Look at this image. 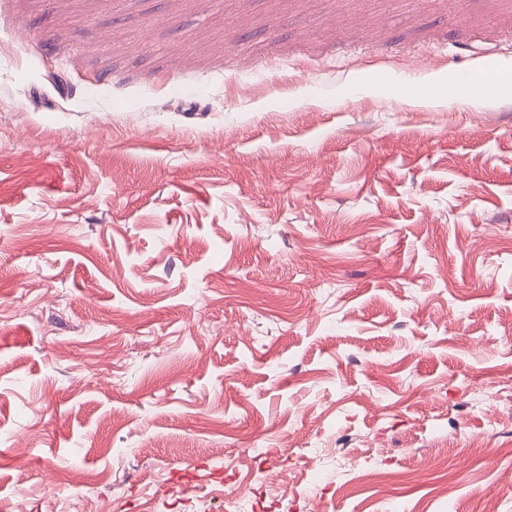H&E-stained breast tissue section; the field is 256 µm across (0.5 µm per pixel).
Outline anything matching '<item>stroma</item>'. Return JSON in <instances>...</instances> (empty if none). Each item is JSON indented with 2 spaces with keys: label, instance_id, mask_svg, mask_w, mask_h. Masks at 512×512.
Listing matches in <instances>:
<instances>
[{
  "label": "stroma",
  "instance_id": "obj_1",
  "mask_svg": "<svg viewBox=\"0 0 512 512\" xmlns=\"http://www.w3.org/2000/svg\"><path fill=\"white\" fill-rule=\"evenodd\" d=\"M483 60L512 0H0V512H512V95L396 94ZM399 92L406 95L409 102L413 105H421L423 102L441 103L447 102V86L443 92L442 82L436 75L426 79L415 87L403 85L399 88Z\"/></svg>",
  "mask_w": 512,
  "mask_h": 512
}]
</instances>
